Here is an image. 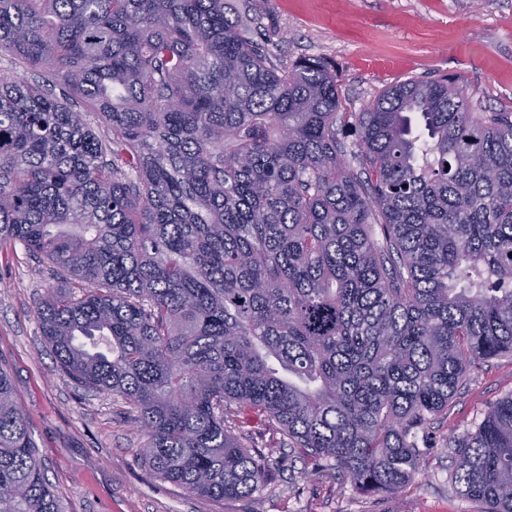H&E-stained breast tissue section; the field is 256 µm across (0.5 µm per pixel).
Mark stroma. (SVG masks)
Masks as SVG:
<instances>
[{
	"instance_id": "stroma-1",
	"label": "stroma",
	"mask_w": 512,
	"mask_h": 512,
	"mask_svg": "<svg viewBox=\"0 0 512 512\" xmlns=\"http://www.w3.org/2000/svg\"><path fill=\"white\" fill-rule=\"evenodd\" d=\"M284 38L273 53L332 62L344 111H359L386 87L408 79L463 77L486 111H512V0H255ZM53 267L22 245L0 247V364L36 443L47 482L64 512H239L188 495L157 477L142 458L144 435L123 402L83 390L61 375L35 309L60 287ZM512 393V355L488 360L418 435L416 482L369 493L284 445L252 414L236 434L271 455L273 481L249 512H478L451 483L449 436L474 430L488 407Z\"/></svg>"
}]
</instances>
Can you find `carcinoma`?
Returning <instances> with one entry per match:
<instances>
[{
	"label": "carcinoma",
	"mask_w": 512,
	"mask_h": 512,
	"mask_svg": "<svg viewBox=\"0 0 512 512\" xmlns=\"http://www.w3.org/2000/svg\"><path fill=\"white\" fill-rule=\"evenodd\" d=\"M226 0H0V245L82 293L35 310L59 372L129 407L162 480L217 503L271 480L225 424L265 415L369 491L512 354V112L461 77L343 112ZM99 115L106 134L87 124ZM452 482L512 512V394L448 438ZM0 512H62L0 366Z\"/></svg>",
	"instance_id": "carcinoma-1"
}]
</instances>
